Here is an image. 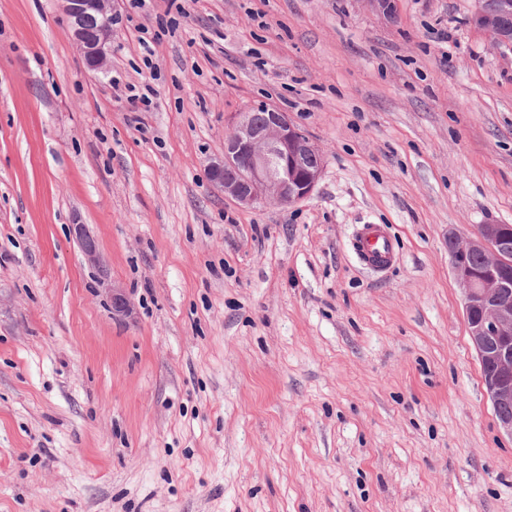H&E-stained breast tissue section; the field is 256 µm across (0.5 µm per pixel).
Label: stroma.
<instances>
[{"label":"stroma","instance_id":"stroma-1","mask_svg":"<svg viewBox=\"0 0 512 512\" xmlns=\"http://www.w3.org/2000/svg\"><path fill=\"white\" fill-rule=\"evenodd\" d=\"M184 7L148 58L168 0H116L97 73L59 0H0V512H512L448 256L512 224V51L472 0ZM263 103L326 166L242 208L207 167ZM354 251L367 265L386 269L395 255V239L383 225L364 224L357 233Z\"/></svg>","mask_w":512,"mask_h":512}]
</instances>
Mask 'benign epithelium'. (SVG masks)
I'll return each mask as SVG.
<instances>
[{
  "label": "benign epithelium",
  "mask_w": 512,
  "mask_h": 512,
  "mask_svg": "<svg viewBox=\"0 0 512 512\" xmlns=\"http://www.w3.org/2000/svg\"><path fill=\"white\" fill-rule=\"evenodd\" d=\"M71 20L75 44L92 71L109 63L113 0H62ZM472 25L496 46H512V0H473ZM259 124L253 110L236 114L224 140V159L207 172L224 196L241 207L287 205L309 197L325 167L324 151L305 136L288 113L265 107ZM75 237L89 261L96 259L95 240L84 225H73ZM448 255L454 277L464 294V310L471 345L483 369L492 406L512 404V225L482 224L466 238L448 235ZM471 255L484 259L477 272L466 262ZM112 316L132 315L133 304L122 288L112 289Z\"/></svg>",
  "instance_id": "benign-epithelium-1"
}]
</instances>
